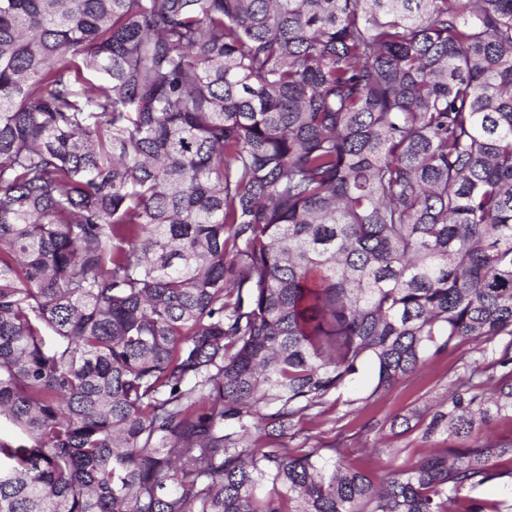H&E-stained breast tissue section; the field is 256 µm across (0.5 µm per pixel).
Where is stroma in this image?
Masks as SVG:
<instances>
[{
    "label": "stroma",
    "instance_id": "35a3bbf8",
    "mask_svg": "<svg viewBox=\"0 0 512 512\" xmlns=\"http://www.w3.org/2000/svg\"><path fill=\"white\" fill-rule=\"evenodd\" d=\"M480 356V348L464 344L455 351L432 358L393 388L374 392V367L364 362L358 375L338 401L328 402L322 414H308L296 422L298 433L291 446L340 448L350 467L362 470L373 481L405 467L436 448L449 445L447 434L423 438L420 430L392 433L390 424L410 412L428 415L447 393L448 384L464 375Z\"/></svg>",
    "mask_w": 512,
    "mask_h": 512
}]
</instances>
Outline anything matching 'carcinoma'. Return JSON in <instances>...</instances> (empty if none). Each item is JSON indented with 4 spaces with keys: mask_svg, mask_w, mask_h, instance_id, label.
<instances>
[{
    "mask_svg": "<svg viewBox=\"0 0 512 512\" xmlns=\"http://www.w3.org/2000/svg\"><path fill=\"white\" fill-rule=\"evenodd\" d=\"M469 342L455 446L286 445ZM494 417L512 0H0V512H501ZM461 495L466 497H478L490 503H503L500 505L502 511L512 512L511 509L507 510L508 506L512 503V485L510 477L494 480L472 491L464 490Z\"/></svg>",
    "mask_w": 512,
    "mask_h": 512,
    "instance_id": "cac0c4a2",
    "label": "carcinoma"
}]
</instances>
